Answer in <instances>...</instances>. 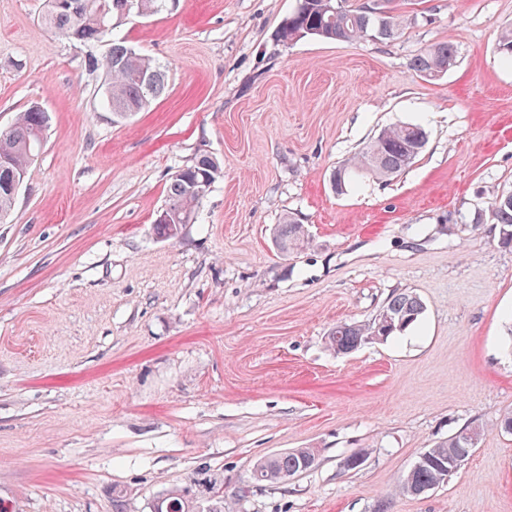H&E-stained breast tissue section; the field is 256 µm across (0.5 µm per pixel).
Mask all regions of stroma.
Instances as JSON below:
<instances>
[{"label":"stroma","mask_w":512,"mask_h":512,"mask_svg":"<svg viewBox=\"0 0 512 512\" xmlns=\"http://www.w3.org/2000/svg\"><path fill=\"white\" fill-rule=\"evenodd\" d=\"M296 0H169L113 37L168 68L126 119L105 105L111 40L64 39L44 0H0V129L37 105L44 145L0 222V512H151L198 473L224 512H512V247L489 199L512 190V0H394L393 40L276 33ZM452 42L431 80L409 67ZM428 143L381 182L331 175L382 128ZM222 174L178 235L158 234L170 177ZM308 234L284 253V215ZM425 312L403 335L334 354L338 322L392 294ZM447 482L397 492L420 453L464 429ZM314 448L312 470L254 483V464ZM361 451L355 471L341 461ZM456 49L449 41L431 44L415 54L410 60V68L425 77L436 78L445 66L455 64Z\"/></svg>","instance_id":"stroma-1"}]
</instances>
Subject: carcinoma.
Masks as SVG:
<instances>
[{"mask_svg":"<svg viewBox=\"0 0 512 512\" xmlns=\"http://www.w3.org/2000/svg\"><path fill=\"white\" fill-rule=\"evenodd\" d=\"M89 6L81 11L62 7L59 0H45L42 24L52 32L67 39L94 42L106 36L102 28L98 6L115 5L121 0H85ZM382 0L379 14L369 13L365 5H344L339 12L326 9L325 0H297V6L288 16V24L277 32L279 40L292 42L312 36L324 40L353 42L375 37L393 39L404 26V19L395 15ZM456 61V49L450 41L431 44L415 54L410 68L425 77L435 78L444 67ZM94 66L106 75V103L116 110L115 116L122 120L128 113L138 112L148 106L165 87L164 69L150 58L136 52L120 40L112 41V48ZM49 117L38 106L29 107L20 113L13 125L0 130V159L9 160V169H0V220L11 211L25 175L34 160V145L46 130ZM427 139V131L420 124H395L370 141L358 154L336 168V192L342 193L365 176L377 179L389 178L409 168L417 155L412 149L423 150L419 142ZM219 163L207 154H200L170 179L166 206L173 207L179 217L195 216V209L204 200L194 186L208 181L213 186L220 177ZM488 211L493 222L499 225L502 241L512 243V196H496L488 202ZM276 240L280 250L286 252L304 245L306 233L303 225L290 216L276 228ZM393 318L385 333L389 339L415 325L424 313L422 300L409 291L391 296L380 310ZM377 320L367 324L340 323L328 336L331 350L337 354L358 348L365 337L374 333ZM478 437L475 429H464L447 440L423 451L425 459H417L398 484L397 491L410 494V490L427 491L446 482L445 467L449 459L456 458L459 464L470 457L473 447L463 440V433ZM316 463L315 449L295 448L275 453L261 459L252 472L256 483H279L311 470ZM152 512H224V496L219 494L217 479L204 473L190 480L182 488H172L157 497Z\"/></svg>","mask_w":512,"mask_h":512,"instance_id":"cac0c4a2","label":"carcinoma"}]
</instances>
